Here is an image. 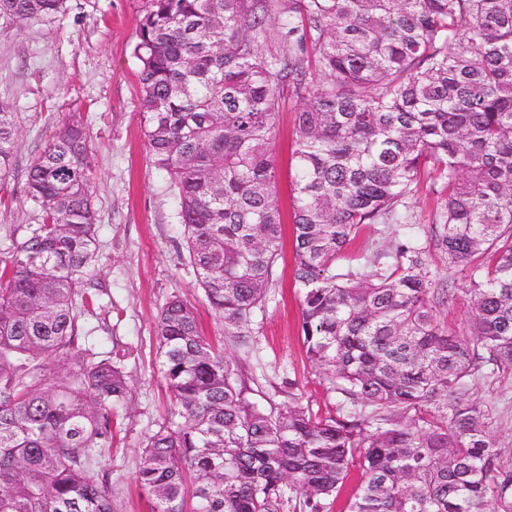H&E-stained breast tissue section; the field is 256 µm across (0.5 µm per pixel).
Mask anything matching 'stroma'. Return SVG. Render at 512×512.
Wrapping results in <instances>:
<instances>
[{
	"label": "stroma",
	"mask_w": 512,
	"mask_h": 512,
	"mask_svg": "<svg viewBox=\"0 0 512 512\" xmlns=\"http://www.w3.org/2000/svg\"><path fill=\"white\" fill-rule=\"evenodd\" d=\"M144 0H67L63 14L49 21L0 26V105L15 116V179L0 197V225L35 227L42 209L24 194L25 172L67 120L82 113L92 151L91 186L98 205L99 250L91 274L95 295L84 325L101 357H119L130 384L120 411L112 452L102 458L112 473L119 512H151L148 494L136 481L142 440L167 418L170 392L160 372L154 325L162 304L177 294L199 309L206 335L223 328L208 310L192 271L179 257L178 200L164 173L150 158L139 105V61L134 55ZM296 104L286 101L275 119L272 153L279 170L283 211L291 209L290 163L295 149ZM416 223L390 231L366 225L351 251L390 250L394 239L418 238L437 282L463 287L430 239L440 195L421 183L409 199ZM293 252L284 247L263 312L252 323L251 342H225L275 402L299 388L312 407L327 408V392L310 366L300 336V301L292 283ZM471 394L496 407V439L512 464V377L475 381Z\"/></svg>",
	"instance_id": "35a3bbf8"
}]
</instances>
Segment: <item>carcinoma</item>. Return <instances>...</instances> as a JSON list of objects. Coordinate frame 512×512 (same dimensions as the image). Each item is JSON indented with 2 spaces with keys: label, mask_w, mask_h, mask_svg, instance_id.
<instances>
[{
  "label": "carcinoma",
  "mask_w": 512,
  "mask_h": 512,
  "mask_svg": "<svg viewBox=\"0 0 512 512\" xmlns=\"http://www.w3.org/2000/svg\"><path fill=\"white\" fill-rule=\"evenodd\" d=\"M67 0H0V24ZM134 55L153 165L179 198L186 265L234 340L265 308L283 215L270 152L296 101L293 279L307 359L334 409L273 403L170 296L155 322L170 419L145 437L152 512H512V469L477 378L512 375V0H145ZM18 130L0 108V192ZM92 153L72 115L27 170L43 222L0 257V512H116L100 459L129 385L81 324L97 255ZM439 187L437 248L464 273L440 320L427 253L396 241L336 272L366 224H414ZM70 364L50 380L48 361ZM457 292L459 298L453 304L450 303L448 307L440 309L439 315L440 318L444 319L448 324L456 328H463L467 322V306L461 289Z\"/></svg>",
  "instance_id": "1"
}]
</instances>
